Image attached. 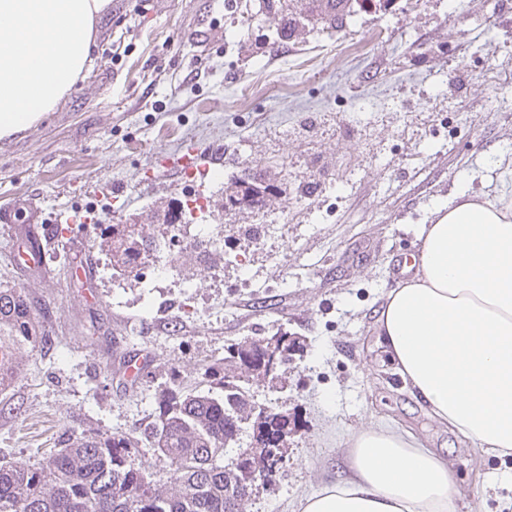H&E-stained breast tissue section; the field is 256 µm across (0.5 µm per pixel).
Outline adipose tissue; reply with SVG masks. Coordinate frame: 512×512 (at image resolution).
Instances as JSON below:
<instances>
[{"mask_svg":"<svg viewBox=\"0 0 512 512\" xmlns=\"http://www.w3.org/2000/svg\"><path fill=\"white\" fill-rule=\"evenodd\" d=\"M108 0H0V139L53 111L94 62L92 31ZM387 295L379 344L431 418L476 449L512 455V208L456 187L436 202ZM355 480L325 485L303 512H456L438 454L409 432L351 434Z\"/></svg>","mask_w":512,"mask_h":512,"instance_id":"adipose-tissue-1","label":"adipose tissue"}]
</instances>
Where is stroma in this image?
I'll use <instances>...</instances> for the list:
<instances>
[{"mask_svg": "<svg viewBox=\"0 0 512 512\" xmlns=\"http://www.w3.org/2000/svg\"><path fill=\"white\" fill-rule=\"evenodd\" d=\"M93 37L92 70L42 121L0 139V207L33 199L47 214L94 208L104 224H149L183 187L144 188L142 170L195 140L223 147L224 183L246 169L276 186L265 207L223 216L271 231L260 244L226 240L220 283L208 259L182 250L202 300L236 314L216 322L180 315L177 273L151 297L112 279L97 244L79 252L45 239L47 225L0 223V270L40 241L43 266L18 268L15 282L45 307L52 340L0 394V458L37 463L69 430L144 432L156 385L200 386L227 345L282 329L305 344L280 395L302 425L245 512H301L324 485L351 479L348 437L371 423L447 459L458 512H512V455L438 427L378 343L394 267L416 251L433 204L462 181L512 202V0H394L288 41L258 0H152L139 13L112 0ZM115 187L130 199L119 215ZM139 350L154 354V380L123 385L125 356Z\"/></svg>", "mask_w": 512, "mask_h": 512, "instance_id": "stroma-1", "label": "stroma"}]
</instances>
